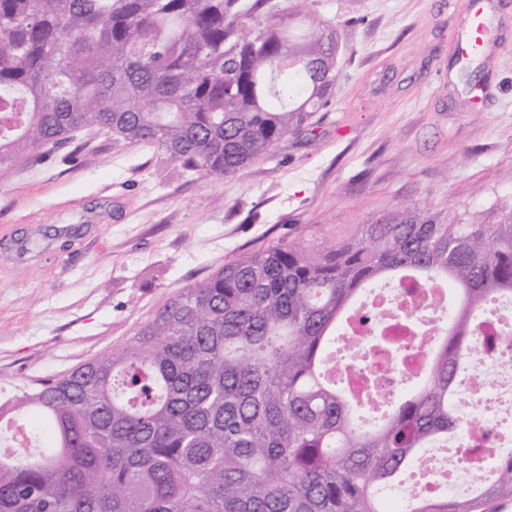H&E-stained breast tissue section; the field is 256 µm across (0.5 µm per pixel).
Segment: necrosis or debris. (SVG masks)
<instances>
[{
	"label": "necrosis or debris",
	"instance_id": "necrosis-or-debris-1",
	"mask_svg": "<svg viewBox=\"0 0 512 512\" xmlns=\"http://www.w3.org/2000/svg\"><path fill=\"white\" fill-rule=\"evenodd\" d=\"M442 305L433 290L401 283L368 291L361 318L345 323L343 356L336 362L339 379L362 391L365 377L353 361L368 357L371 371L388 389L423 365ZM477 373L460 386V413L466 425L443 456L431 457L417 487L424 496H455L470 491L469 475L490 470L494 460L512 455V341L480 352Z\"/></svg>",
	"mask_w": 512,
	"mask_h": 512
}]
</instances>
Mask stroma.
<instances>
[{
    "label": "stroma",
    "mask_w": 512,
    "mask_h": 512,
    "mask_svg": "<svg viewBox=\"0 0 512 512\" xmlns=\"http://www.w3.org/2000/svg\"><path fill=\"white\" fill-rule=\"evenodd\" d=\"M462 0H308L336 29L326 106L221 181L156 149L77 133L0 171V396L129 340L170 297L240 252L397 204L486 210L512 195V0L467 90Z\"/></svg>",
    "instance_id": "obj_1"
}]
</instances>
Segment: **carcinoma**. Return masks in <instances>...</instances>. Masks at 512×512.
<instances>
[{"label": "carcinoma", "mask_w": 512, "mask_h": 512, "mask_svg": "<svg viewBox=\"0 0 512 512\" xmlns=\"http://www.w3.org/2000/svg\"><path fill=\"white\" fill-rule=\"evenodd\" d=\"M270 0H0V171L96 129L222 180L329 101L339 45ZM408 280L455 295L418 381L383 401L328 371L362 293ZM512 299V196L485 212L396 206L365 224L244 251L167 300L126 343L0 400V512H385L382 491L463 435L452 400L477 320ZM382 408L359 425L357 402ZM473 491L410 512H497L512 457Z\"/></svg>", "instance_id": "cac0c4a2"}]
</instances>
